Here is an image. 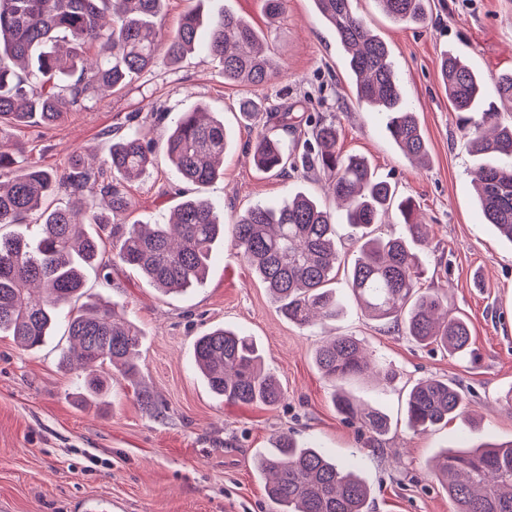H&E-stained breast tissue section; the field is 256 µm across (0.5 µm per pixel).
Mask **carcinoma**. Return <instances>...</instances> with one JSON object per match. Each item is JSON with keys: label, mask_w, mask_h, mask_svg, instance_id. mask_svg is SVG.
Returning a JSON list of instances; mask_svg holds the SVG:
<instances>
[{"label": "carcinoma", "mask_w": 512, "mask_h": 512, "mask_svg": "<svg viewBox=\"0 0 512 512\" xmlns=\"http://www.w3.org/2000/svg\"><path fill=\"white\" fill-rule=\"evenodd\" d=\"M164 0H0V225L39 226L38 238L0 235V334L24 349H36L52 335L57 312L86 298L70 315L68 336L79 350L84 372L80 387L90 397L109 387L97 373L106 364L133 380L141 331L123 319L115 305L85 297L84 271L124 264L158 291L182 293L200 285L224 220L211 203L188 198L168 224H114L112 217L132 207L126 183L146 173L155 149L140 128L112 142L107 160L89 166L78 153L61 171L4 149L7 130L21 125L50 128L69 112L88 107L103 88L120 91L159 60L175 64L199 47V10H188L174 31L163 30ZM349 54L356 99L381 112L395 145L417 160L428 157L417 115L405 102L387 45L354 12L352 0H314ZM397 22L425 19L426 0H379ZM207 51L219 61L224 82L254 87L273 80L277 68L260 44V35L224 11L208 19ZM448 101L470 125L471 148L483 158L474 185L487 223L512 243V123L495 109H484L485 84L461 58L445 54L441 66ZM501 100L512 102V72L495 82ZM261 106L238 102L240 117L253 121ZM312 136L319 150L301 155L263 133L251 159L263 172L303 168L333 177L332 190L344 208L345 223L357 231L359 256L347 287L357 306L373 320L401 326L420 345L436 344L451 355L468 351L470 330L462 318L448 317L447 296L421 287L422 253L430 226L409 197L397 194L360 155L336 148L333 123L316 121ZM224 122L196 110L173 122L163 153L182 178L198 186L220 175L227 149ZM67 201L42 208L47 198ZM396 213L406 234L381 236L374 226ZM97 224L110 229L112 254L102 252ZM232 246L268 288L289 322L309 327L335 320L344 304L331 287L338 252L336 224L311 196L297 193L278 206L256 204L237 215ZM194 357L210 390L230 404L275 406L282 399L277 377L265 368L253 340L225 327L197 337ZM315 364L337 387L334 402L343 418L374 439L390 423L379 409L364 406L343 386L371 370V360L352 336H336L315 352ZM464 395L455 384L428 378L406 395V415L416 430L445 425L462 414ZM265 492L275 512H366L371 490L351 466L336 463L316 445L279 437L257 458ZM435 478L448 492L455 512H512V441L450 448L435 466Z\"/></svg>", "instance_id": "obj_1"}]
</instances>
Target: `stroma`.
I'll list each match as a JSON object with an SVG mask.
<instances>
[{"label": "stroma", "mask_w": 512, "mask_h": 512, "mask_svg": "<svg viewBox=\"0 0 512 512\" xmlns=\"http://www.w3.org/2000/svg\"><path fill=\"white\" fill-rule=\"evenodd\" d=\"M228 11L264 37L282 77L262 87L225 83L218 62L197 51L181 62L159 63L119 93L99 94L90 109L57 126H20L13 142L28 161L62 168L73 151L102 161L111 137L146 125L163 142L171 120L203 105L223 120L229 136L223 175L198 188L186 183L165 156L141 179L129 182L133 209L124 223L161 224L184 198L202 196L232 224L256 204L277 205L302 191L328 210L336 202L325 176L287 170L257 171L248 155L257 132L235 110L239 98L289 110L300 142L312 139V121L335 122L343 153L364 156L377 175L419 204L433 227L422 246L424 287L448 294L451 315L470 327L467 354L422 346L397 326L364 316L344 274L335 288L345 309L335 320L310 328L288 322L264 283L230 241L213 249L204 283L180 294L148 287L130 267L117 265L110 283L86 272L89 293L116 304L141 331L140 380L160 408L140 405L132 387L114 378L107 396L85 400L73 374L60 369L69 345L64 326L40 348H20L0 336V512H84L86 501H108L112 512H272L265 480L254 469L279 434L322 444L339 462L355 459L371 489L367 512H454L431 473L435 455L488 438L512 439V243L484 223L471 179L478 165L458 115L448 105L440 75L444 51L462 56L486 84L512 71V0H428L423 22L401 24L377 0H354L366 25L389 46L404 100L416 112L428 142L429 163L416 167L394 145L379 112L357 104L345 52L314 0H285L277 21L264 0H165L166 29L185 11ZM164 112L154 119L153 110ZM252 336L278 377L284 395L274 407L225 403L194 367L197 336L215 325ZM358 339L389 381L360 378L349 388L363 403L390 418L387 435L373 441L347 423L333 403V388L314 356L324 337ZM457 384L469 413L426 433L409 427L406 393L419 380Z\"/></svg>", "instance_id": "35a3bbf8"}]
</instances>
